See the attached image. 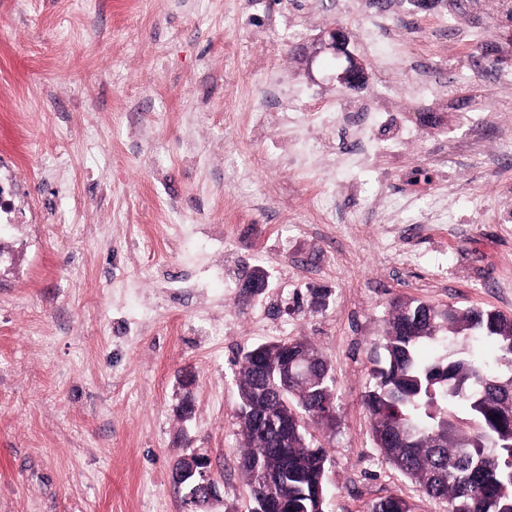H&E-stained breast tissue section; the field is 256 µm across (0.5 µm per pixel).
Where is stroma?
Returning <instances> with one entry per match:
<instances>
[{"instance_id":"obj_1","label":"stroma","mask_w":512,"mask_h":512,"mask_svg":"<svg viewBox=\"0 0 512 512\" xmlns=\"http://www.w3.org/2000/svg\"><path fill=\"white\" fill-rule=\"evenodd\" d=\"M387 2L378 29L373 0H0L18 204L0 235V512H188L172 467L194 449L221 491L205 512H245L235 363L297 337L339 407L313 432L327 512L388 495L440 512L384 461L362 398L394 298L512 315V160L480 161L512 133V87L475 71L512 65V0ZM335 25L361 89L299 53ZM422 58L444 67L426 96ZM363 108L412 137L354 175L339 154ZM257 267L270 286L242 302Z\"/></svg>"}]
</instances>
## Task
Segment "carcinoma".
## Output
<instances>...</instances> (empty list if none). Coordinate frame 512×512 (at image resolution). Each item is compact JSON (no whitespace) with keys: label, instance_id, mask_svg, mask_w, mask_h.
Returning a JSON list of instances; mask_svg holds the SVG:
<instances>
[{"label":"carcinoma","instance_id":"cac0c4a2","mask_svg":"<svg viewBox=\"0 0 512 512\" xmlns=\"http://www.w3.org/2000/svg\"><path fill=\"white\" fill-rule=\"evenodd\" d=\"M382 350L363 406L383 457L444 512H512V316L396 300ZM309 359L315 377H284L285 364L295 369ZM333 383L323 353L303 339L243 354L237 419L247 512H325L328 453L309 429L337 424ZM281 397L285 443L255 423ZM366 512L414 510L402 497L383 496Z\"/></svg>","mask_w":512,"mask_h":512}]
</instances>
